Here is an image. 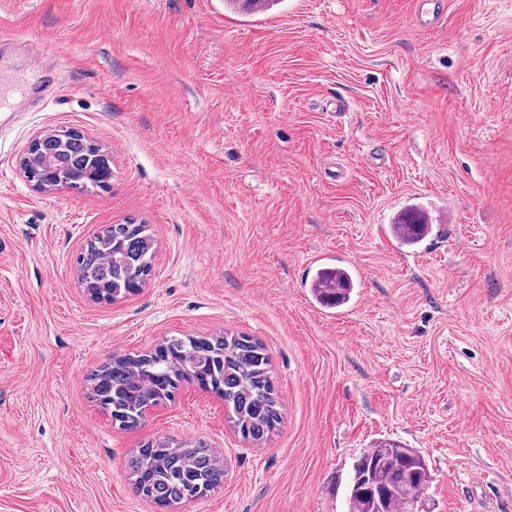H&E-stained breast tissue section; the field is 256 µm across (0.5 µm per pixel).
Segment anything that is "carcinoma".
Wrapping results in <instances>:
<instances>
[{
    "label": "carcinoma",
    "instance_id": "1",
    "mask_svg": "<svg viewBox=\"0 0 512 512\" xmlns=\"http://www.w3.org/2000/svg\"><path fill=\"white\" fill-rule=\"evenodd\" d=\"M54 157L49 168L36 167L44 185L65 182L83 191L103 187L97 177L109 158L92 150L75 134L46 141L41 148ZM421 213L409 211L395 225L400 244L413 247L428 234ZM154 243L144 224H112L90 239L77 258L78 282L97 301H114L138 292L152 270ZM339 268H318L311 288L315 300L338 307L353 289ZM191 375L199 385L224 398L233 426L245 439L259 440L281 418L264 345L247 336L170 337L146 354L114 357L90 377L91 393L123 428L140 421L143 408L174 398L177 382ZM136 491L158 503L177 504L194 493L202 498L224 483V465L210 446L172 440L148 442L130 457ZM432 473L415 448L378 441L353 464L345 490L347 512H402L430 487Z\"/></svg>",
    "mask_w": 512,
    "mask_h": 512
}]
</instances>
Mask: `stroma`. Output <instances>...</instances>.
<instances>
[{"instance_id": "obj_1", "label": "stroma", "mask_w": 512, "mask_h": 512, "mask_svg": "<svg viewBox=\"0 0 512 512\" xmlns=\"http://www.w3.org/2000/svg\"><path fill=\"white\" fill-rule=\"evenodd\" d=\"M0 0V512H344L380 439L419 450L429 512H512V0ZM75 128L108 188L36 189L32 136ZM419 205L438 236L386 229ZM148 224L151 276L91 300L77 255ZM351 273L332 314L319 266ZM263 343L281 420L262 441L182 380L123 429L87 376L164 338ZM207 441L224 483L177 508L136 493L150 440Z\"/></svg>"}]
</instances>
